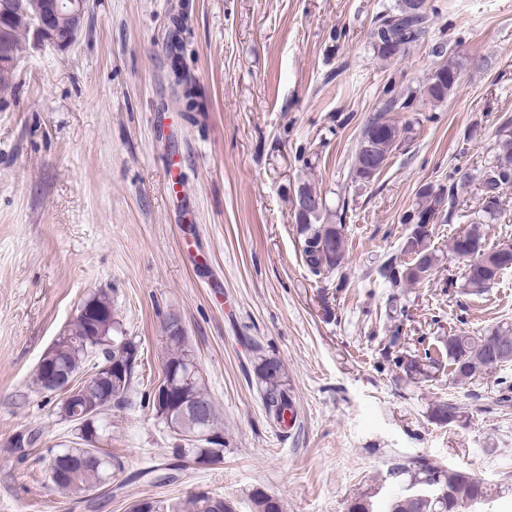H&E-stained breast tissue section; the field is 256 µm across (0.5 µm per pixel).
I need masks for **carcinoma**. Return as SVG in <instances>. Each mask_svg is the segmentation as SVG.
Here are the masks:
<instances>
[{"label":"carcinoma","instance_id":"obj_1","mask_svg":"<svg viewBox=\"0 0 512 512\" xmlns=\"http://www.w3.org/2000/svg\"><path fill=\"white\" fill-rule=\"evenodd\" d=\"M436 15L437 9L429 0H398L396 7L376 13L370 31L374 54L382 62H391L402 56L411 45L430 34ZM30 34L28 25L16 24L11 27L7 44L0 47L12 54L14 60L10 67L0 66V99L15 92L16 70ZM434 53L440 57L446 78L439 81L430 75L419 87H407L397 93L393 86L385 87L378 109L362 128L357 147L364 146L366 151L379 157L391 154L406 143L412 131L411 124H398L391 113L414 112L421 100L442 103L448 99L458 83V66L453 59H445L447 44H438ZM498 136V151L494 159L479 171L481 194L492 197L491 202L482 205L483 213L489 218L500 208V191L512 188V120L502 123ZM457 195L458 185L453 182L438 189H421L419 201L402 217V223L409 225V231L401 238L397 253L386 257L377 268V275L384 284L390 288H405L429 280L440 258L430 247L429 234H414V225L451 221L458 214ZM344 213L346 208L343 207L336 214L338 223L334 224L322 209L311 222L297 226L300 257L315 275L332 274L346 263ZM450 251L454 256L460 252L472 254L473 263L464 279L465 287L473 294L482 292L501 274L512 270V247L507 251H497L488 245L485 225L479 222L469 224L454 237ZM410 254L414 259L405 261L404 257ZM386 316L390 321V336L382 348V357L407 379L425 378L429 376V370L445 365L453 376L472 379L512 364V328L507 326L478 336L451 334L437 349H427L424 355L419 356L404 349L402 325L406 304L400 302V294L394 293L389 298ZM176 319L175 315L169 316L164 327V359L173 367L175 375L185 368L188 361L195 359L188 336L172 329L171 322ZM109 334L112 341L122 345L124 361L130 363L131 373L129 386L122 389L120 397L115 400L102 397L95 383L86 386V400L99 408L97 426L102 437L112 427L105 416V405L110 403L115 410L127 408L132 405V396L139 385V346L124 336L122 324L116 319ZM59 347L58 367L74 376L85 375L97 367V362L110 361L114 357V347L107 348L99 337L86 335L80 320L70 324V335L60 340ZM256 374L266 413L277 424L286 425L287 418H295V397L286 383L281 361L277 357H260ZM429 417L441 426L467 422L460 407L450 400L435 403ZM73 437L74 441L62 444L52 456L49 480L56 490L71 500L91 502L104 490L106 481L122 469V464L108 449L94 448L87 443L76 427L73 428ZM217 448L224 449V442L200 441L187 447L178 444L171 449V455L177 461L194 460L215 453ZM389 475L397 478L403 487L402 492L389 503L388 512H460L466 504L481 502L493 492L492 485L476 475L441 466L422 456L393 465ZM430 479L437 480L446 491L445 500H438L425 491L424 482ZM251 501L255 512H282L281 501L260 488L252 492ZM129 512H235V509L231 501L220 495L191 492L180 500L163 497L136 500L129 506Z\"/></svg>","mask_w":512,"mask_h":512}]
</instances>
